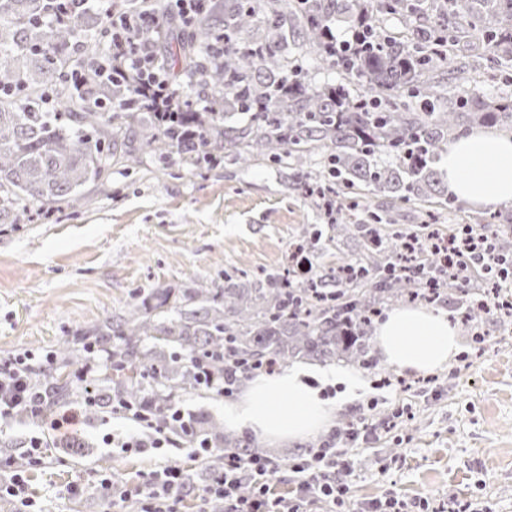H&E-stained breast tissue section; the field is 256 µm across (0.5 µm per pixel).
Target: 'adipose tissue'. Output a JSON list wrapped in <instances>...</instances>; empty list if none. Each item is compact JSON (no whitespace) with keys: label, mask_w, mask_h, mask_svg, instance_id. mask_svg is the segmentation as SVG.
<instances>
[{"label":"adipose tissue","mask_w":512,"mask_h":512,"mask_svg":"<svg viewBox=\"0 0 512 512\" xmlns=\"http://www.w3.org/2000/svg\"><path fill=\"white\" fill-rule=\"evenodd\" d=\"M450 195L486 209L512 204V135L476 129L459 136L440 161ZM384 363L411 374L446 367L461 339L446 311L422 306L389 310L376 330ZM317 374L292 367L248 380L238 400L225 403L224 424L265 440L299 442L326 431L333 415Z\"/></svg>","instance_id":"obj_1"}]
</instances>
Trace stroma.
Segmentation results:
<instances>
[{"label":"stroma","mask_w":512,"mask_h":512,"mask_svg":"<svg viewBox=\"0 0 512 512\" xmlns=\"http://www.w3.org/2000/svg\"><path fill=\"white\" fill-rule=\"evenodd\" d=\"M458 80L452 95L476 90L492 98L512 96V67L491 53L463 51L448 62ZM86 205L66 208L48 220L0 224V358L24 353L41 357L156 288H179L192 279L223 283L225 274L248 283L256 276L284 271L303 227L320 231L314 266L343 259L366 260L368 235L382 239L412 230L420 235L466 225L489 238L512 233L506 224H484V210L441 208L440 222H426L419 202L386 201L371 194L350 219L365 222L382 215L369 234L331 241L326 218L296 188L287 165L259 158L243 166L182 168L178 159H150L140 167L113 166L85 187ZM458 324L462 349L447 368L409 375L375 361L366 370L368 387L357 401H335L332 426L391 423L390 431L359 437L352 469L336 474L349 487L355 508L393 498L407 512L426 506L479 504L489 512H512V324L487 316L476 327L461 325L456 301L444 303ZM131 414L104 410L81 413L68 434L41 432L31 418L16 420L14 440L40 435L41 465L26 466L28 494L39 512H107L90 484L109 477L128 490L129 502L143 506L142 492L168 463L205 485L210 470L185 446L167 445L144 453L104 444L138 431ZM231 438L259 451L287 458L289 468L268 478L269 495L291 497V470L307 451L328 441L330 432L293 444H273L250 431ZM85 485L70 497L72 485Z\"/></svg>","instance_id":"35a3bbf8"}]
</instances>
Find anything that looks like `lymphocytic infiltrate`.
<instances>
[{
    "label": "lymphocytic infiltrate",
    "instance_id": "obj_1",
    "mask_svg": "<svg viewBox=\"0 0 512 512\" xmlns=\"http://www.w3.org/2000/svg\"><path fill=\"white\" fill-rule=\"evenodd\" d=\"M122 0H107L112 18V52L107 58V70L113 83H126L136 88L140 107L153 112L162 124L171 122L180 107L176 91L164 68L157 61L156 44L149 36L151 10L130 13L122 9ZM427 251L438 255L443 267L456 271L462 283L479 280L481 289L474 300L478 309L511 310L512 300L500 296L499 280L506 277L507 260L498 255L488 237L471 229L449 231L448 235L428 237ZM52 356H45L38 366L49 368ZM31 356L0 359V428L9 425L19 411L40 418L57 432L67 431L78 419L76 412L51 411L47 393L34 389L29 381L37 366ZM348 451L325 443L309 449L307 459L294 464L296 494L290 499L268 496L266 480L274 467L265 459L229 455L224 467L212 482L194 486L183 470L166 465L158 471L144 491L143 512H177V506L187 496L207 499L218 495L224 499V512H308L310 505L319 503L327 512H349L348 487L337 479L336 465L350 467ZM253 485L250 498L238 496L242 479Z\"/></svg>",
    "mask_w": 512,
    "mask_h": 512
}]
</instances>
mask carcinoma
<instances>
[{
	"mask_svg": "<svg viewBox=\"0 0 512 512\" xmlns=\"http://www.w3.org/2000/svg\"><path fill=\"white\" fill-rule=\"evenodd\" d=\"M69 9L67 22L56 24L46 0H0L1 224L20 223L23 201L50 216L80 206L85 186L114 163L138 162L140 152L174 153L190 169L212 151L242 163L284 153L299 173L318 152L322 169L306 176L328 188L359 184L396 200L431 199L443 194L438 162L465 125L512 133V100L472 92L450 107L442 75L452 53L476 40L512 62V0H211L186 26L159 6L156 26L166 39L158 56L182 114L201 134L192 147L147 111L126 107L135 98L131 85L87 73L75 89L69 76L82 60L107 54L93 43L108 41L111 18L92 0H69ZM362 15L372 21L365 48L330 53L336 21ZM291 45L308 49L339 81L309 82ZM368 246V265L338 262L303 279L267 275L242 286L226 274L222 287L198 280L175 293L156 288L81 330L56 351L53 370L32 381L56 405L82 403L85 389L70 368L92 347L103 363L89 411L114 400L143 403L171 430L168 407L180 392L203 387L199 360L217 378L236 361L345 357L368 368L372 322L383 305L433 304L459 288L439 270L440 288L430 295L396 270L399 246L380 249L373 238ZM196 426L215 448L205 461L212 471L228 454L252 455L216 419L199 415Z\"/></svg>",
	"mask_w": 512,
	"mask_h": 512,
	"instance_id": "1",
	"label": "carcinoma"
}]
</instances>
